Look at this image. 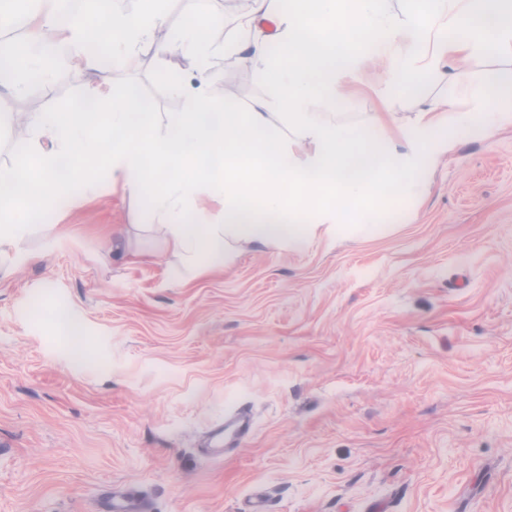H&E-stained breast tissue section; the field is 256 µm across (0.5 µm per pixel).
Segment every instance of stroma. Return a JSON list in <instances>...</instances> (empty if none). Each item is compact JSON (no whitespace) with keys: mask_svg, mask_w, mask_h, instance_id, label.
Listing matches in <instances>:
<instances>
[{"mask_svg":"<svg viewBox=\"0 0 512 512\" xmlns=\"http://www.w3.org/2000/svg\"><path fill=\"white\" fill-rule=\"evenodd\" d=\"M213 65L224 105L273 87L234 93L237 70ZM186 66L141 52L112 92H138L162 130L183 108L163 74ZM382 76L371 61L369 84ZM368 86L346 90L343 122L370 111ZM79 94L62 70L38 95L0 97V167L28 162L15 106L63 112ZM437 102L468 110L437 74L390 123ZM428 181L370 237L239 244L210 274L128 191L32 225V261L0 268V512H92L114 487L147 492L152 512H244L256 492L272 512H512V127L470 137ZM239 406L250 436L207 454Z\"/></svg>","mask_w":512,"mask_h":512,"instance_id":"stroma-1","label":"stroma"}]
</instances>
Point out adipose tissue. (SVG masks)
<instances>
[{
  "label": "adipose tissue",
  "instance_id": "adipose-tissue-1",
  "mask_svg": "<svg viewBox=\"0 0 512 512\" xmlns=\"http://www.w3.org/2000/svg\"><path fill=\"white\" fill-rule=\"evenodd\" d=\"M111 2L0 0V29L26 30L23 41L0 39V89L35 95L62 64L82 83L67 111L29 117L28 164L0 169V267L27 261L18 246L26 225L105 182L146 196L167 247L193 256L201 273L224 268L241 241L295 250L324 236H369L383 214L423 191L465 135L512 125V83L463 79L471 57L512 54V0H414L401 20L384 0H245L224 18L220 46L205 35L213 16L188 17L170 44L156 39L168 0H140L134 14ZM146 47L191 63L170 78L185 108L160 131L132 98L112 96L113 67L135 65ZM219 53L273 79V99L243 112L213 104ZM376 57L383 90L362 124L340 122L346 84ZM442 71L471 106L465 122L449 125L435 104L391 128L394 97ZM91 108L107 110L104 129H91Z\"/></svg>",
  "mask_w": 512,
  "mask_h": 512
}]
</instances>
